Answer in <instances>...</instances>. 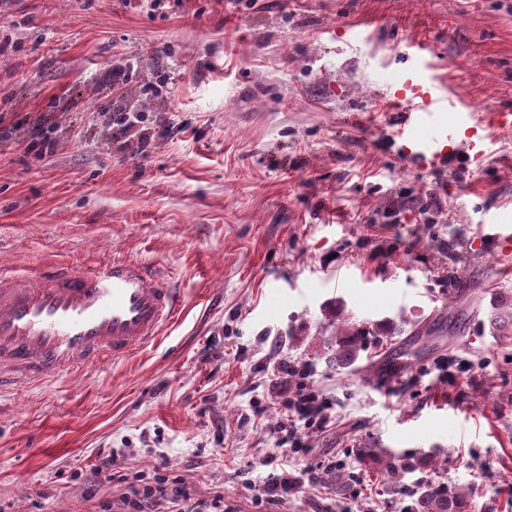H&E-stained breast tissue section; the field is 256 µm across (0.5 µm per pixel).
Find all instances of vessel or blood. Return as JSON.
<instances>
[{"instance_id": "vessel-or-blood-1", "label": "vessel or blood", "mask_w": 512, "mask_h": 512, "mask_svg": "<svg viewBox=\"0 0 512 512\" xmlns=\"http://www.w3.org/2000/svg\"><path fill=\"white\" fill-rule=\"evenodd\" d=\"M425 42L405 52L423 85L411 98H393L394 138L407 142L418 167H443L457 121L437 124L460 99L434 75ZM488 132L512 129V112L473 111ZM179 298L170 280L151 263L115 257L82 267L47 263L34 271L0 275V392L43 384L93 367L126 360L178 318Z\"/></svg>"}]
</instances>
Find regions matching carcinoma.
<instances>
[{"mask_svg": "<svg viewBox=\"0 0 512 512\" xmlns=\"http://www.w3.org/2000/svg\"><path fill=\"white\" fill-rule=\"evenodd\" d=\"M490 325L494 335L502 341L512 338V298L498 296L493 303ZM393 329L389 322L379 324V332L370 335V330L344 322L336 325V334L326 341L330 359L336 366L347 368L354 364L369 344L381 346L388 341L384 333ZM380 470L391 477L384 484L385 492L392 496L408 498L409 512H478L479 494L473 487L449 488L430 482L410 486L402 483L398 471L402 469L401 457L382 451L376 456Z\"/></svg>", "mask_w": 512, "mask_h": 512, "instance_id": "obj_1", "label": "carcinoma"}]
</instances>
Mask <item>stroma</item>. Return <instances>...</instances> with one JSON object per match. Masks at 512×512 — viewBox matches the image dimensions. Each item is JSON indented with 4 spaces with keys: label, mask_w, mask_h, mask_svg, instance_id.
<instances>
[{
    "label": "stroma",
    "mask_w": 512,
    "mask_h": 512,
    "mask_svg": "<svg viewBox=\"0 0 512 512\" xmlns=\"http://www.w3.org/2000/svg\"><path fill=\"white\" fill-rule=\"evenodd\" d=\"M412 39L478 110L512 109V0H0V268L127 256L182 299L125 362L0 395V512H127L129 484L88 470L113 451L235 512H406L376 494L379 448L437 456L406 484L512 512V343L487 322L512 256L473 245L512 225V131L479 167L403 163L378 81ZM120 106L148 157L113 140ZM431 193L446 215L420 213ZM335 309L398 330L339 370ZM291 363L336 423L286 443ZM271 455L299 481L263 502ZM147 119L142 112L135 109H121L112 113V135L116 139L137 137L142 157H147L152 146L150 128L145 124Z\"/></svg>",
    "instance_id": "obj_1"
}]
</instances>
